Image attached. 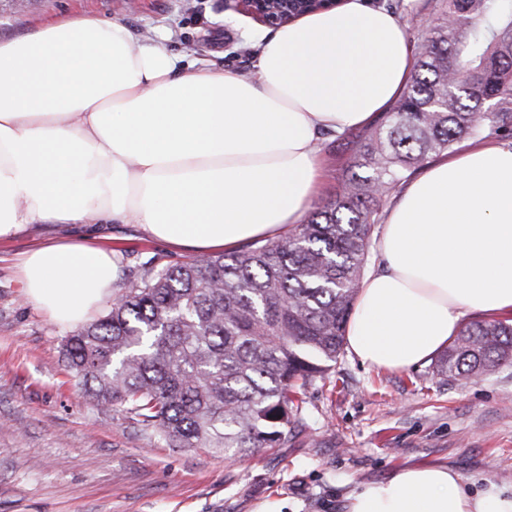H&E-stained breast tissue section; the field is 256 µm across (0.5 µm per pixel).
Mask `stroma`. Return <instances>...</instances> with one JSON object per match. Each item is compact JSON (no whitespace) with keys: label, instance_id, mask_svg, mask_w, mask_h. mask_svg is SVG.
<instances>
[{"label":"stroma","instance_id":"stroma-1","mask_svg":"<svg viewBox=\"0 0 512 512\" xmlns=\"http://www.w3.org/2000/svg\"><path fill=\"white\" fill-rule=\"evenodd\" d=\"M397 16L413 51L442 0H403ZM87 13L121 21L143 42L249 74L245 28L256 21L224 0H0V40L54 18ZM326 179L318 202L334 198L350 152L320 140ZM114 250L115 288L149 264L183 261L138 224H34L0 239V512H344L363 483L397 470L443 464L478 492L512 487V363L469 384L447 381L434 361L406 371L362 365L342 353L326 382L304 394L303 424L284 448L226 459L205 448H171L116 410L87 404L64 366L73 327L27 301L18 271L28 251L77 235Z\"/></svg>","mask_w":512,"mask_h":512}]
</instances>
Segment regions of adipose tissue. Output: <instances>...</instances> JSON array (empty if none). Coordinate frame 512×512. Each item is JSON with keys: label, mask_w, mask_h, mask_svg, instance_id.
Returning a JSON list of instances; mask_svg holds the SVG:
<instances>
[{"label": "adipose tissue", "mask_w": 512, "mask_h": 512, "mask_svg": "<svg viewBox=\"0 0 512 512\" xmlns=\"http://www.w3.org/2000/svg\"><path fill=\"white\" fill-rule=\"evenodd\" d=\"M251 40L246 76L92 14L0 40V238L119 220L203 255L287 235L324 179L321 134L372 124L413 58L399 19L366 0ZM377 253L345 332L363 364L409 369L464 317L512 314V144L431 161L388 207ZM116 276L115 253L84 242L21 263L29 300L64 323L90 319ZM346 512H512V493H474L452 468L424 464L361 485Z\"/></svg>", "instance_id": "1"}]
</instances>
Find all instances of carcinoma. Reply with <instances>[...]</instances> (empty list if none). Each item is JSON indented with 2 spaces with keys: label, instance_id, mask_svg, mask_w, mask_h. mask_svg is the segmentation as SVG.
Returning <instances> with one entry per match:
<instances>
[{
  "label": "carcinoma",
  "instance_id": "1",
  "mask_svg": "<svg viewBox=\"0 0 512 512\" xmlns=\"http://www.w3.org/2000/svg\"><path fill=\"white\" fill-rule=\"evenodd\" d=\"M413 75L348 142V175L284 238L144 269L107 314L64 338L83 397L172 448H286L305 389L343 353L389 193L459 142L512 139V0H443ZM512 362V324L463 327L436 364L452 381Z\"/></svg>",
  "mask_w": 512,
  "mask_h": 512
}]
</instances>
